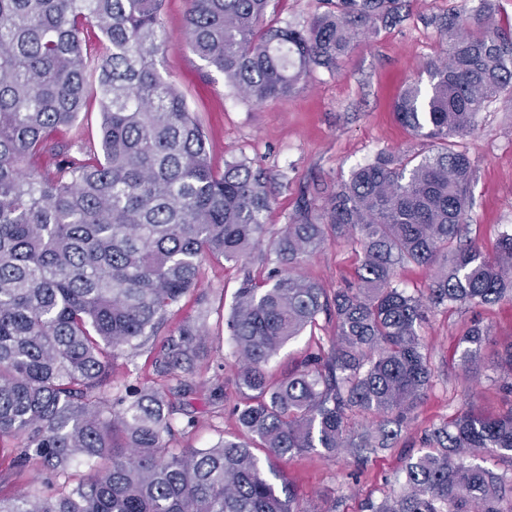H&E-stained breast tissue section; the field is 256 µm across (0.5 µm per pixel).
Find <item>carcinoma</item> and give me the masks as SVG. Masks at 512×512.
<instances>
[{
	"instance_id": "cac0c4a2",
	"label": "carcinoma",
	"mask_w": 512,
	"mask_h": 512,
	"mask_svg": "<svg viewBox=\"0 0 512 512\" xmlns=\"http://www.w3.org/2000/svg\"><path fill=\"white\" fill-rule=\"evenodd\" d=\"M163 0H0V438L44 479L0 512H309L276 462L347 450L357 468L395 446L432 370L420 328L432 309L512 295V234L489 255L463 239L473 170L457 148L490 103L512 97V29L492 0L430 20L443 54L393 102L427 153L380 154L274 241L276 266L245 278L225 324L240 362L242 436L171 448L164 390L128 384L103 396L112 366L144 347L198 284L202 261L237 262L268 229L271 176L243 161L215 166L199 119L160 70ZM270 0H188L184 35L202 66L255 101L285 98L329 73L362 37L401 21L400 0H336L306 29L267 19ZM93 102L98 143L58 140ZM356 236L355 288L330 293L300 274L328 234ZM435 265L427 296L398 269ZM212 310L167 336L157 376L181 386ZM336 320L329 349L272 381L287 343ZM488 334L461 338L463 364ZM372 416L364 429L352 424ZM400 492L365 512H512V407L465 412L425 431ZM263 450L259 456L255 450ZM86 473L74 478L76 463Z\"/></svg>"
}]
</instances>
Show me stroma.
I'll list each match as a JSON object with an SVG mask.
<instances>
[{
    "label": "stroma",
    "instance_id": "1",
    "mask_svg": "<svg viewBox=\"0 0 512 512\" xmlns=\"http://www.w3.org/2000/svg\"><path fill=\"white\" fill-rule=\"evenodd\" d=\"M470 4L471 0H402L401 21L359 43L335 72H314L291 96L257 103L226 87L222 76L202 70L182 36L187 0H165L162 21L169 41L163 69L196 112L216 165L240 159L272 177L265 223L275 232L294 221L303 200L323 204L337 182L378 154L423 149V142L412 139L396 122L392 102L403 82L418 76L425 63L440 54V37L429 18ZM321 10L320 0H271L268 18L280 26L304 29ZM461 146L473 168L466 236L490 254L501 234L512 233V101L491 103ZM272 257L265 241L236 263L204 260L200 289L212 306L232 303L245 278L267 276ZM361 257L350 236H332L302 272L324 288H346L357 283ZM476 323L488 330L489 340L478 362L469 367L461 361L460 340ZM335 334L334 321L320 319L314 331L279 351L266 367L268 375H286L307 351L329 346ZM420 334L433 375L395 448L370 456L360 470L344 451L280 461V470L308 512H363L365 502L397 490L405 458L422 451L430 426L471 407L496 413L511 404L496 363L512 343V301L432 310ZM154 352L149 344L133 358H118L112 369L113 387L155 381ZM236 374L229 334L211 324L189 387L167 394L181 426L172 447L200 448L219 434L235 432L233 409L241 400ZM190 419L195 422L191 428L186 425Z\"/></svg>",
    "mask_w": 512,
    "mask_h": 512
}]
</instances>
